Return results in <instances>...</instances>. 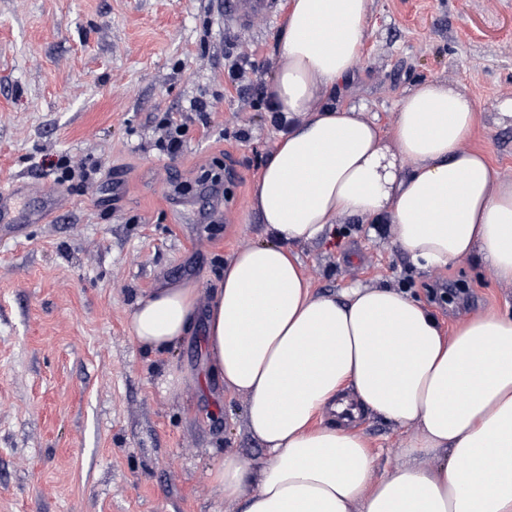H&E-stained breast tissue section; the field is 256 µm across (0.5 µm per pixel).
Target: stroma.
<instances>
[{"label":"stroma","instance_id":"stroma-1","mask_svg":"<svg viewBox=\"0 0 512 512\" xmlns=\"http://www.w3.org/2000/svg\"><path fill=\"white\" fill-rule=\"evenodd\" d=\"M239 28L224 0H0V184L29 183L23 223L0 229V512H238L208 477L231 448L263 460L243 424L246 400L207 373L204 322L165 354L130 338V312L161 280L210 295L236 250L264 242L254 182L280 134L264 105L246 107L225 55L257 49L254 82L275 73L287 0ZM352 79L335 101L368 106L390 129L414 84L436 79L475 103L471 145L512 177V0H371ZM170 156L158 123L190 102ZM91 171L58 184L54 161ZM223 165L219 191L203 173ZM56 217L26 223L41 196ZM311 288H403L444 335L495 311L512 287L476 256L428 271L389 225L340 220L297 245ZM354 431L376 475L410 465L407 436L372 413Z\"/></svg>","mask_w":512,"mask_h":512}]
</instances>
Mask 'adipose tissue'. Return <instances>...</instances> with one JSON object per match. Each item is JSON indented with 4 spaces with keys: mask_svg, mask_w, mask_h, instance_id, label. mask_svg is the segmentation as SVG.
Masks as SVG:
<instances>
[{
    "mask_svg": "<svg viewBox=\"0 0 512 512\" xmlns=\"http://www.w3.org/2000/svg\"><path fill=\"white\" fill-rule=\"evenodd\" d=\"M268 93L281 133L253 188L268 242L241 249L207 305L193 283L137 299L130 332L162 354L205 320L210 373L244 396L263 462L224 452L211 482L240 512H512V318L476 315L451 336L408 293L313 294L296 245L343 217L390 224L426 269L476 254L512 286V179L471 139L474 102L440 81L403 99L384 142L333 104L354 72L370 0H288ZM372 412L415 428L413 463L378 478L350 421Z\"/></svg>",
    "mask_w": 512,
    "mask_h": 512,
    "instance_id": "1",
    "label": "adipose tissue"
}]
</instances>
